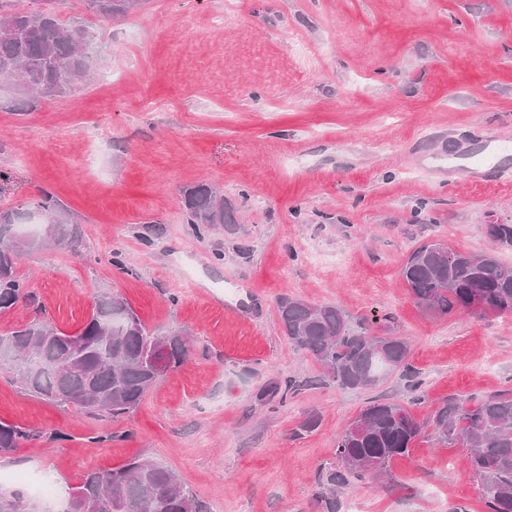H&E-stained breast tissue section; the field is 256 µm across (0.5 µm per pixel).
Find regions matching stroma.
<instances>
[{
	"label": "stroma",
	"mask_w": 512,
	"mask_h": 512,
	"mask_svg": "<svg viewBox=\"0 0 512 512\" xmlns=\"http://www.w3.org/2000/svg\"><path fill=\"white\" fill-rule=\"evenodd\" d=\"M61 18L94 33L97 79L32 105L0 82V210L50 191L82 246L23 257L31 298L0 313V332L40 313L76 333L110 292L150 331H187L192 352L114 419L0 373V421L33 435L0 453V496L48 512L32 490L44 477L71 488L146 458L209 512H324L321 472L344 426L370 400L411 393L393 374L272 409L264 387L317 373L280 329L282 295L409 338L419 419L451 395L512 393V319L427 317L399 276L431 239L512 264L484 230L512 224V153L462 171L489 138L512 139V0H144L111 19L67 0ZM200 182L223 193L236 230L194 235L182 192ZM313 413L316 429L296 435ZM105 432L113 442L96 444ZM355 507L485 512L463 449L430 438L337 492L336 512Z\"/></svg>",
	"instance_id": "stroma-1"
}]
</instances>
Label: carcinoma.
Here are the masks:
<instances>
[{
    "mask_svg": "<svg viewBox=\"0 0 512 512\" xmlns=\"http://www.w3.org/2000/svg\"><path fill=\"white\" fill-rule=\"evenodd\" d=\"M34 8L0 0V81L19 79L28 101L64 94L89 75L93 33L84 25L61 23L64 0H41ZM89 11L109 19L125 15L142 0H85ZM183 205L194 234L203 238L215 225L236 224L224 196L198 183L183 191ZM42 217L50 225L48 245L76 250L79 227L50 192H42L30 210L0 211V312L26 295L27 281L16 271L20 255L34 249L18 243L14 228L23 219ZM486 234L497 246L512 247V224H489ZM416 304L431 318L452 314L512 317V265L495 252L475 255L454 250L439 240L414 249L400 270ZM279 325L288 343L318 366L305 382L290 376L270 393H295L304 385L333 383L342 389L373 387L400 371L410 378L413 401L425 400L423 380L410 373L406 338L374 334L365 319L354 320L333 304H317L282 296L277 301ZM80 347L61 345L68 338L51 321L34 319L0 333V370L14 383L54 404H70L91 415L122 417L131 413L147 390L188 359L185 332L165 334L166 352L149 358L155 336L121 297L105 293L76 333ZM429 435L440 445L466 450L467 466L480 482L487 512H512V396H492L472 403L450 396L419 421L396 402L364 406L336 439V462L322 475L326 512H336V489L360 484L384 472L390 459L406 453ZM32 435L0 421V452H8ZM75 490L92 512H206V505L168 466L134 459L119 467L93 471ZM0 512H30L20 495L0 497Z\"/></svg>",
    "mask_w": 512,
    "mask_h": 512,
    "instance_id": "obj_1",
    "label": "carcinoma"
}]
</instances>
